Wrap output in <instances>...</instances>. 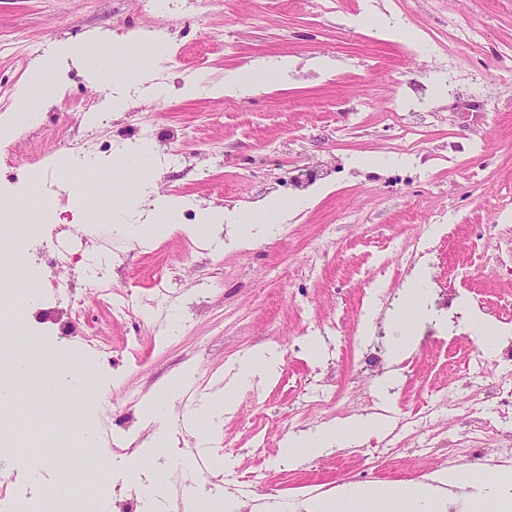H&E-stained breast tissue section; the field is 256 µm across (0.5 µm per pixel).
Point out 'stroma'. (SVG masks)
Returning <instances> with one entry per match:
<instances>
[{
	"instance_id": "obj_1",
	"label": "stroma",
	"mask_w": 512,
	"mask_h": 512,
	"mask_svg": "<svg viewBox=\"0 0 512 512\" xmlns=\"http://www.w3.org/2000/svg\"><path fill=\"white\" fill-rule=\"evenodd\" d=\"M412 28L413 45L363 27L364 11ZM467 19L481 32L474 48L448 37ZM95 32L119 45L136 32L159 49L147 63L131 59L122 89L132 105L111 111V79L85 71H55L51 86L32 83L34 63L57 42L79 44ZM22 37L26 54H0V117L19 108L31 87L38 106L29 125L0 142V204L25 227L44 225L29 246L35 262L65 250L112 288L105 306L80 283L40 306H27L21 330L89 376L77 404L83 425L100 436L95 463L117 512L137 503L139 451L152 447V479L165 490L162 512H185L188 487L215 488L248 506L280 501L296 506L344 484L425 480L455 454V469L512 470V446L470 439L474 420H496L512 435V416L479 401L464 376L479 343L467 318L444 322L435 307L411 329L415 349L391 360L388 348L406 329L399 318L404 290L418 269L435 295L460 293L486 322L512 320V0H334L316 16L310 0H0V40ZM289 58L294 68L252 98L184 94L187 83L223 82L250 61ZM334 63L315 68L317 59ZM413 99L426 85V113L416 133H401L387 106L394 78ZM164 85L163 97L150 89ZM159 150L152 190L167 211L160 233L134 244L113 230L116 207L137 172L114 165L141 142L140 115ZM97 141L102 151L75 168L68 145ZM180 164H172V153ZM381 156L375 168L359 166ZM311 198L310 207L278 221L249 246L227 248L202 237L209 206L224 221L267 197ZM442 220L435 238L428 230ZM172 282L170 308L157 306L159 278ZM208 283L199 299V283ZM93 324L104 354H88L83 337L65 332L71 319ZM318 344L319 358L309 354ZM278 354L276 375L243 390L217 433L197 423L180 428L172 445L153 447L144 417L151 400L184 373L195 381L175 406L184 412L223 393L227 367L254 348ZM372 362L374 385L351 379ZM336 393L337 407L318 413L303 403ZM432 405L421 427L402 421ZM377 414L384 435L318 458H282L289 437ZM25 404L0 414V512H46L40 492L68 480L77 465L52 449L49 465L31 470L18 426Z\"/></svg>"
}]
</instances>
